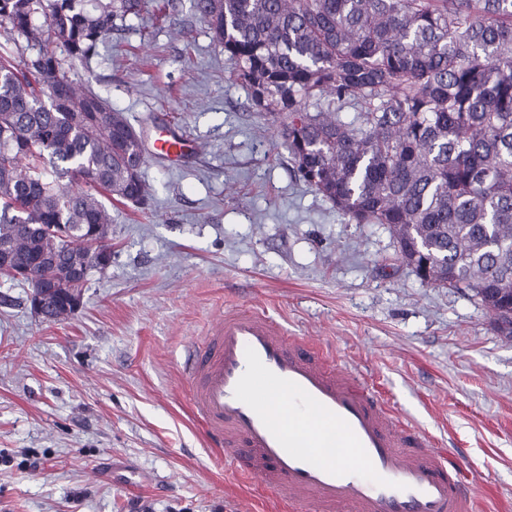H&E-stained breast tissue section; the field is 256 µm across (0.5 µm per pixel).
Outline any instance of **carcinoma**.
<instances>
[{
  "label": "carcinoma",
  "instance_id": "obj_1",
  "mask_svg": "<svg viewBox=\"0 0 512 512\" xmlns=\"http://www.w3.org/2000/svg\"><path fill=\"white\" fill-rule=\"evenodd\" d=\"M148 0H0L24 39L0 56V238L13 262L77 259L22 224H92L144 205L147 159L124 113L68 76ZM298 175L348 221L388 230L434 288L484 307L512 289V0H192ZM63 48L65 56L57 55ZM354 111L348 112L346 108Z\"/></svg>",
  "mask_w": 512,
  "mask_h": 512
}]
</instances>
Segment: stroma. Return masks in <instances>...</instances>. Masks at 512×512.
Listing matches in <instances>:
<instances>
[{"mask_svg":"<svg viewBox=\"0 0 512 512\" xmlns=\"http://www.w3.org/2000/svg\"><path fill=\"white\" fill-rule=\"evenodd\" d=\"M68 75L142 137L161 126L201 150L149 155L147 207L110 204L112 263L74 314L45 321L28 284L0 278V512H288L225 468L177 387L189 342L248 303L325 341L467 465L479 512H512V336L299 179L190 0ZM119 458L136 485L113 479Z\"/></svg>","mask_w":512,"mask_h":512,"instance_id":"1","label":"stroma"}]
</instances>
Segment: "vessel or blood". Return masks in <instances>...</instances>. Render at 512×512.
<instances>
[{
    "label": "vessel or blood",
    "instance_id": "obj_1",
    "mask_svg": "<svg viewBox=\"0 0 512 512\" xmlns=\"http://www.w3.org/2000/svg\"><path fill=\"white\" fill-rule=\"evenodd\" d=\"M152 146L172 161L195 150L164 130ZM184 374L227 468L293 512H477L473 488L427 433L261 307L226 310L189 349Z\"/></svg>",
    "mask_w": 512,
    "mask_h": 512
}]
</instances>
